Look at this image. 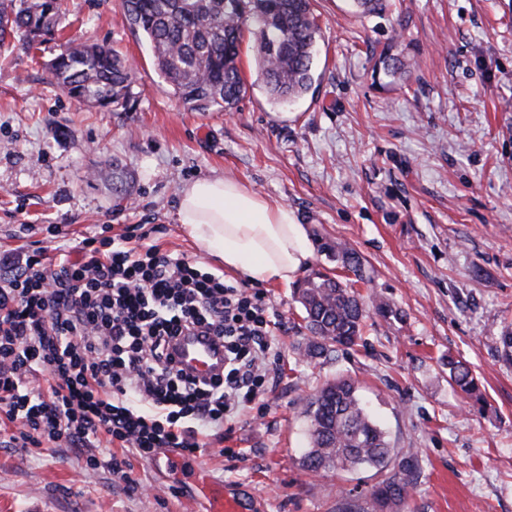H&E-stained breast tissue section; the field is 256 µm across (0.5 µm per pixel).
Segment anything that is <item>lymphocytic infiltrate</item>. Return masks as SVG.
<instances>
[{
    "instance_id": "1",
    "label": "lymphocytic infiltrate",
    "mask_w": 512,
    "mask_h": 512,
    "mask_svg": "<svg viewBox=\"0 0 512 512\" xmlns=\"http://www.w3.org/2000/svg\"><path fill=\"white\" fill-rule=\"evenodd\" d=\"M101 230L52 262L36 250L0 274V414L21 424L23 442L62 441L87 449L88 468L121 473L133 454L199 452L202 428L259 400L281 325L247 283L164 251L147 233ZM189 330L223 341L222 376L205 383L174 368L169 343ZM38 371L45 385H31Z\"/></svg>"
}]
</instances>
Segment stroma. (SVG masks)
I'll use <instances>...</instances> for the list:
<instances>
[{
    "label": "stroma",
    "mask_w": 512,
    "mask_h": 512,
    "mask_svg": "<svg viewBox=\"0 0 512 512\" xmlns=\"http://www.w3.org/2000/svg\"><path fill=\"white\" fill-rule=\"evenodd\" d=\"M314 95L273 105L257 80L255 41L240 46L247 93L230 112H192L159 75L121 0H63L59 29L0 55V258L92 236L153 228L164 250L237 281L182 229L179 191L229 176L287 205L309 233L350 244L374 270L361 294L400 313L373 318L367 344L341 358L300 357L303 311L292 286L261 290L285 326L272 387L232 426L200 436L211 478L263 512H340L343 491L374 470L302 469L305 399L327 379L358 380L391 448L418 453L404 512H512V0H396L385 17L349 0H315ZM398 39L408 81L376 74L372 50ZM115 48L135 64L129 109L66 96L48 65L68 40ZM129 199L112 193V168ZM61 225L55 238L48 225ZM460 356L484 405L466 407L444 361ZM0 425V512H203L184 480L131 457L126 474L87 468L65 443L25 447ZM146 494H131L128 481Z\"/></svg>",
    "instance_id": "obj_1"
}]
</instances>
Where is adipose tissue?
Segmentation results:
<instances>
[{
  "instance_id": "adipose-tissue-1",
  "label": "adipose tissue",
  "mask_w": 512,
  "mask_h": 512,
  "mask_svg": "<svg viewBox=\"0 0 512 512\" xmlns=\"http://www.w3.org/2000/svg\"><path fill=\"white\" fill-rule=\"evenodd\" d=\"M178 216L208 256L254 284H291L313 257L308 229L292 210L234 179L201 177L185 185Z\"/></svg>"
}]
</instances>
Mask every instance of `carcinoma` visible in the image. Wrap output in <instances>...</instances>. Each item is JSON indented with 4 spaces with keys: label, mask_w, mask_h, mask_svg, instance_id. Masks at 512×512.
<instances>
[{
    "label": "carcinoma",
    "mask_w": 512,
    "mask_h": 512,
    "mask_svg": "<svg viewBox=\"0 0 512 512\" xmlns=\"http://www.w3.org/2000/svg\"><path fill=\"white\" fill-rule=\"evenodd\" d=\"M360 15H383L389 0H350ZM130 27L148 41L154 63L174 94L194 112L230 111L247 87L239 67L240 43L247 21L254 23L257 77L275 104L294 102L314 84L319 26L313 0H121ZM59 0H0V48L22 32L27 44L55 32ZM390 44L379 55V69L390 78L406 73L401 52ZM133 64L108 46L67 44L51 64V75L68 96L101 108L127 106ZM319 248L354 275L342 281L314 272L295 288L303 309L310 357L346 355L363 340L369 309L388 321L398 317L381 296L364 300L356 283L372 281L363 258L341 241L317 236ZM448 383L467 403L481 402L477 379L467 364L446 360ZM309 448L302 467L314 474L371 468L385 474L365 503L343 494L342 512H402L408 492L417 484L419 460L413 449L398 453L361 397L355 381L339 375L305 404Z\"/></svg>",
    "instance_id": "carcinoma-1"
}]
</instances>
